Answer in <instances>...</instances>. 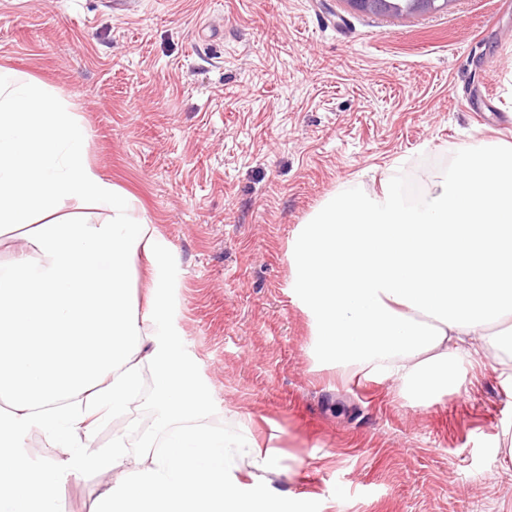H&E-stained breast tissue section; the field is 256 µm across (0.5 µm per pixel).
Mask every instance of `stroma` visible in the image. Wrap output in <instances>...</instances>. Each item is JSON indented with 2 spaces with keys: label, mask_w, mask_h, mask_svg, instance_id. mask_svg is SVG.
Masks as SVG:
<instances>
[{
  "label": "stroma",
  "mask_w": 512,
  "mask_h": 512,
  "mask_svg": "<svg viewBox=\"0 0 512 512\" xmlns=\"http://www.w3.org/2000/svg\"><path fill=\"white\" fill-rule=\"evenodd\" d=\"M0 66L87 134L171 258L142 259L209 400L207 426L274 449L291 512H512V390L495 357L427 405L311 354L292 286L303 224L350 186H437L461 150L512 143V0L395 19L345 0H0ZM492 96H485V89ZM65 200L34 221L102 224ZM132 446L165 415L145 368ZM107 476L70 480L93 512Z\"/></svg>",
  "instance_id": "35a3bbf8"
}]
</instances>
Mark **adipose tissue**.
<instances>
[{
  "label": "adipose tissue",
  "mask_w": 512,
  "mask_h": 512,
  "mask_svg": "<svg viewBox=\"0 0 512 512\" xmlns=\"http://www.w3.org/2000/svg\"><path fill=\"white\" fill-rule=\"evenodd\" d=\"M85 140L72 113L0 67V222L32 224L65 199L108 213L35 226L40 259L0 268V512H63L60 485L88 472L114 476L95 512H274L273 452L249 431L204 425L207 397L169 337L165 301L133 299L138 259L158 248L136 201L87 163ZM291 260L317 345L338 367L426 404L491 346L512 380V146L461 151L417 203L392 187L329 198ZM147 364L168 421L159 449L132 452L130 422L95 448L108 414L139 400ZM33 431L61 456L35 462Z\"/></svg>",
  "instance_id": "1"
}]
</instances>
